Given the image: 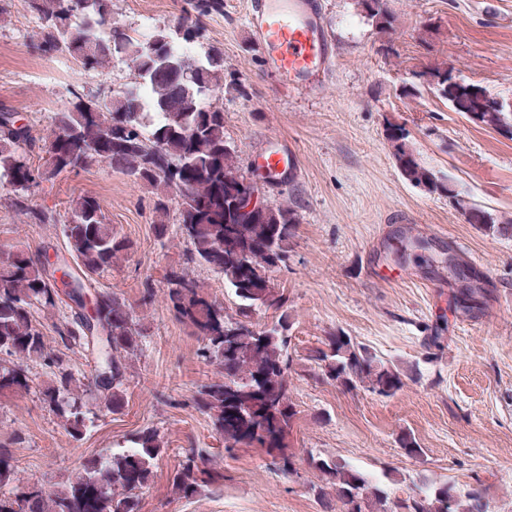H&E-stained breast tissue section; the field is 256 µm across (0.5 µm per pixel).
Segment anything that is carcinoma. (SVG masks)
Returning a JSON list of instances; mask_svg holds the SVG:
<instances>
[{"label": "carcinoma", "mask_w": 512, "mask_h": 512, "mask_svg": "<svg viewBox=\"0 0 512 512\" xmlns=\"http://www.w3.org/2000/svg\"><path fill=\"white\" fill-rule=\"evenodd\" d=\"M44 22L34 48L44 54L66 52L87 70L104 69L116 59L127 63L134 85L111 90L101 98L71 91L70 107L52 117L49 133L36 137L30 124L14 131L0 126V185H9L14 209L39 224L56 221L30 206L29 191L55 175L104 163L135 178L152 190L157 237L168 233L165 222L170 201L180 205L178 229L191 262L207 266L224 279L235 298V314L210 299L196 281L173 272L167 298L175 317L188 325L202 344L205 357L220 362L224 380L201 387L195 397L207 413L224 447L260 448L291 471L294 453L290 434L297 411L290 397L288 344L291 323L286 313L273 322L240 331L257 312L284 306L283 295L267 287L269 273L284 262L288 241L299 217L284 204L256 214L236 207L242 188L237 146L224 137V109L216 104L224 93L240 91L224 73V53L210 46L202 52L188 48L205 31L204 20L224 9V0H183L172 23L155 28L144 40L132 37L112 19V0H29ZM364 16L382 31L393 28L388 0H357ZM432 90L455 112L477 125L512 136V110L499 99L467 81L457 82L448 66L430 69ZM391 154L402 176L429 194H448V180L425 166L403 129L388 135ZM52 160L43 170L30 162L34 150ZM76 212L62 224L67 251L85 276L100 275L132 245L106 221L99 200L79 197ZM469 223L492 235L512 236V219H496L481 205L472 208ZM481 288L458 291L455 307L469 311ZM100 321L107 336H88L81 313L62 337L65 346H87L96 354L95 372L111 373L91 388L104 408L119 410L124 401L126 365L122 354L137 349L145 336L134 310L115 292L99 294ZM61 300L46 264L15 251L0 256V355H21L50 369L52 378L39 390L69 435L84 438L90 418L84 411L76 379L63 354L46 350L43 335L32 319L33 307L55 308ZM322 378L344 391L362 386L393 397L405 386L400 370L377 358L344 330L328 334L317 349ZM28 372L0 361V397L31 388ZM402 453L422 455L408 433L397 439ZM164 452L154 429H144L121 450L89 459L60 487H45L16 477L9 453L0 448V512H139V495L152 479L154 462ZM309 465L324 481L320 493L328 512H489L480 488L460 492L446 481L425 485L407 499L391 501L387 486L369 479L339 457L309 455ZM212 462L204 448H192L175 472L172 485L183 498L201 492L211 477ZM336 496L334 509L328 493Z\"/></svg>", "instance_id": "carcinoma-1"}]
</instances>
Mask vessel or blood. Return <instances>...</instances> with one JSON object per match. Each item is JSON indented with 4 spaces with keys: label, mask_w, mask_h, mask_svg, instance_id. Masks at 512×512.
Masks as SVG:
<instances>
[{
    "label": "vessel or blood",
    "mask_w": 512,
    "mask_h": 512,
    "mask_svg": "<svg viewBox=\"0 0 512 512\" xmlns=\"http://www.w3.org/2000/svg\"><path fill=\"white\" fill-rule=\"evenodd\" d=\"M247 22L288 90L328 71L333 51L314 0H251Z\"/></svg>",
    "instance_id": "obj_1"
}]
</instances>
